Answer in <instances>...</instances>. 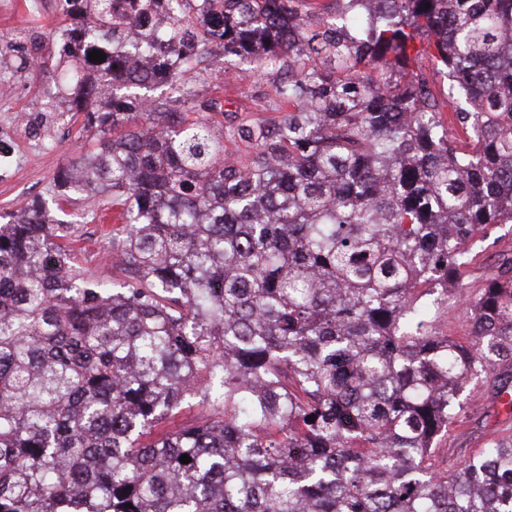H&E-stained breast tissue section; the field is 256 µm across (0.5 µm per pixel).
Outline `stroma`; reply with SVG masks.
<instances>
[{
    "label": "stroma",
    "mask_w": 512,
    "mask_h": 512,
    "mask_svg": "<svg viewBox=\"0 0 512 512\" xmlns=\"http://www.w3.org/2000/svg\"><path fill=\"white\" fill-rule=\"evenodd\" d=\"M61 18L58 0H0V83L12 88L8 98L0 99L1 120L25 116L30 127L45 125L44 97L55 92L58 85L55 57L47 50L48 38L59 27ZM243 67V61L237 58L216 57L211 64L213 76L199 83V94L231 98L236 107L246 109L252 120L277 121L279 115L268 102L273 93L269 78H258L252 84L244 82L239 77ZM54 140L55 146L50 150H35L28 143H21L18 167L12 175L0 177L1 215L32 202H52L58 191L57 175L77 162L88 146L85 133L76 123L55 134ZM88 208L83 197L73 196L64 206L62 219L78 228L83 265L96 276L106 268L100 246L107 229L100 217H88ZM467 254L466 264L458 267L447 292L434 294L439 306L431 314L438 335L457 339L470 335L471 321L460 314L459 306L465 299L475 298L503 262L512 258V223L482 229L468 242ZM464 400L470 422L451 425L438 438V445L444 450L442 466L451 472L484 442L512 436V419L499 413L487 381L472 384L465 391Z\"/></svg>",
    "instance_id": "1"
}]
</instances>
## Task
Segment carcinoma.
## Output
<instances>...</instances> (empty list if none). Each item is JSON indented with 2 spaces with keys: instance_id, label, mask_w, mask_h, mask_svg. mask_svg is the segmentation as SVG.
<instances>
[{
  "instance_id": "carcinoma-1",
  "label": "carcinoma",
  "mask_w": 512,
  "mask_h": 512,
  "mask_svg": "<svg viewBox=\"0 0 512 512\" xmlns=\"http://www.w3.org/2000/svg\"><path fill=\"white\" fill-rule=\"evenodd\" d=\"M60 4L59 91L92 146L59 197L111 199L127 278H89L41 205L0 225V512H512L511 438L453 474L435 446L480 378L512 417V260L463 341L416 296L512 223V0ZM219 54L271 76L280 121L198 96ZM92 66L109 97L87 112ZM196 399L213 415L177 422ZM414 71L424 76L434 93L437 110L441 111L444 118L448 119V115L456 109V106L448 99V79L439 72L437 64L429 58L418 61Z\"/></svg>"
}]
</instances>
